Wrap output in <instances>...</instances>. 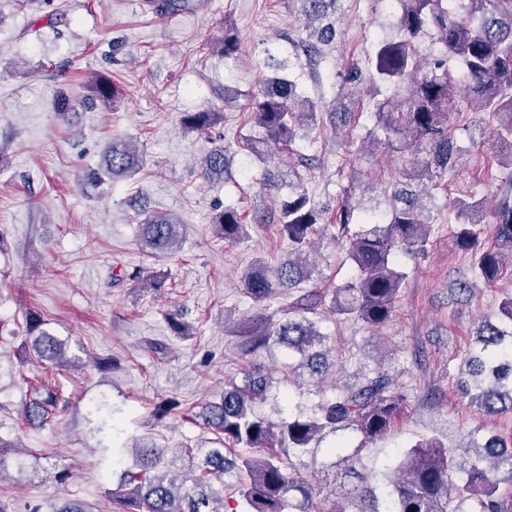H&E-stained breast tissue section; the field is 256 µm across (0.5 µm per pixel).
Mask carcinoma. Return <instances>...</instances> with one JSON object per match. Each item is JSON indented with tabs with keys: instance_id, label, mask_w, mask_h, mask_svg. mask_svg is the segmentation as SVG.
I'll use <instances>...</instances> for the list:
<instances>
[{
	"instance_id": "carcinoma-1",
	"label": "carcinoma",
	"mask_w": 512,
	"mask_h": 512,
	"mask_svg": "<svg viewBox=\"0 0 512 512\" xmlns=\"http://www.w3.org/2000/svg\"><path fill=\"white\" fill-rule=\"evenodd\" d=\"M305 22L310 51L335 40L334 18L340 0H290ZM402 11L397 33L380 40L366 66L350 71L340 95L360 101L363 90L374 98L384 87L395 95L375 102L373 128L366 139L382 143L403 158L394 178L377 190L375 204L355 197L362 174L355 171L345 196L330 218L302 182V173L315 167L316 157L295 148L309 138L318 119L327 118L338 133L351 125L356 112L345 106L319 111L286 75L262 83L254 110L247 115L259 136L244 139L258 158L288 160V196L279 204L277 234L288 245L287 259L274 265L263 259L241 275L245 294L261 307L281 300L280 316L257 313L248 318L240 345L247 367L240 381L224 385L219 400L205 403L199 416L216 436L217 448H182L188 464L175 473L168 449L139 445L126 449L132 461L120 474L108 497L115 512H224V488L232 485L241 512H348L327 497L317 498L314 484L292 466L291 458L313 456L323 450L327 462L319 465L321 479L336 476V467L353 468L361 449L385 438L399 418L405 395L396 377L384 366L343 384L327 382L333 348L319 323L332 314L362 322L377 330L389 323L407 279L399 269L401 256L427 251L435 231L434 194L429 185L454 174L461 149L448 127V111L488 112L497 122L492 136L512 147V0H456L453 12L445 0H399ZM160 15L194 7L193 0H150ZM434 31L445 53L460 59L466 84L448 70V60L420 55L417 42ZM224 58L239 50L238 36L228 26L220 42ZM119 95V86L106 75L94 79L93 101L104 105ZM224 119L222 112H185L182 123L196 131H210ZM227 147L215 146L200 162L202 176L224 175ZM140 166L136 147L114 140L108 147L106 168L112 176L130 174ZM486 200L461 194L448 208V230L456 247L469 260L468 270L455 280L458 296L469 298L477 284L491 285L512 274V196L498 197L491 208L493 224L483 223ZM215 232L234 243L248 234L244 215L226 207L212 217ZM334 229L333 239L355 268L354 277L326 294L308 284L318 274L310 260L319 234ZM143 241L155 254H169L182 240L181 225L166 215L141 225ZM30 352L47 369L68 364L65 346L44 329L35 314L25 317ZM284 350L288 381L308 376L317 401L302 406L286 390L272 392L271 373L253 357L272 347ZM457 386L470 406L486 417L512 412V294L499 305L498 321H480L456 375ZM280 406L277 416L259 410L268 400ZM70 400L55 383L41 381L36 396L22 408L21 421L42 428L68 410ZM352 430L361 435V447L342 455L345 443L320 448L329 435ZM0 442V474L8 466L24 473L33 468L22 452L8 461ZM387 484L382 493L367 486L345 491L355 512H505L499 485L512 484V439L490 436L470 439L452 452L435 437L422 438L385 465ZM463 474L455 482L454 473Z\"/></svg>"
}]
</instances>
